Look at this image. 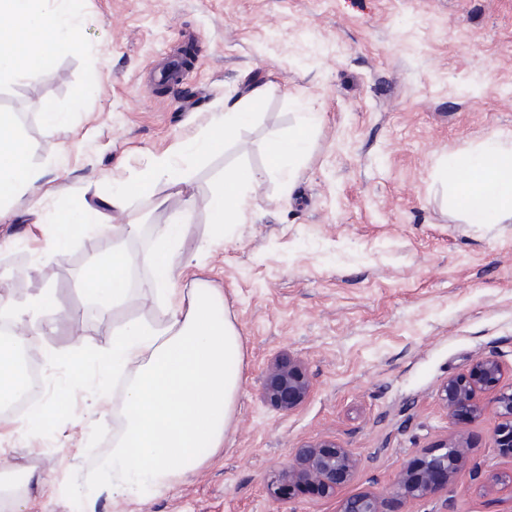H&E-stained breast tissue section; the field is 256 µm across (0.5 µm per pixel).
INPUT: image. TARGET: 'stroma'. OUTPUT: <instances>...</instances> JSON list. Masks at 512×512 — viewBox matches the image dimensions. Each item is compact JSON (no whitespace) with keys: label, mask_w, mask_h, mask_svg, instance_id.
<instances>
[{"label":"stroma","mask_w":512,"mask_h":512,"mask_svg":"<svg viewBox=\"0 0 512 512\" xmlns=\"http://www.w3.org/2000/svg\"><path fill=\"white\" fill-rule=\"evenodd\" d=\"M79 53L61 51L37 78L0 79L33 163L42 199L20 194L0 220V256L23 252L24 270L0 276L21 301L52 287L62 309L32 350L61 394L41 430L0 420V473L51 475L28 487L18 512H83L67 487L75 471L112 449L111 397L86 369L112 345V324L163 321L166 305L137 295L103 312L78 283L93 247L72 239L45 256L55 214L86 206L98 222L135 220L128 243L138 280L151 277L155 238L195 206L177 251L178 288L204 283L224 295L243 351L242 388L220 451L143 503L101 498L96 512H338L337 498L302 485L277 501L271 484L297 448L329 439L362 460L343 494L389 496L399 472L459 433L472 460L413 512H512V473L497 448L493 406L450 421L439 385L496 352L512 382V221L467 224L448 207L441 166L449 153L512 139V0H65ZM264 104L238 140L208 156L177 155L253 82ZM68 115L49 128L42 105ZM319 125L290 185L264 171L270 131L294 128L306 109ZM176 155L172 179L112 209V188ZM261 171L247 221L226 236L206 201L225 171ZM167 198L165 207L156 201ZM300 360L305 402L280 411L262 397L279 356Z\"/></svg>","instance_id":"stroma-1"}]
</instances>
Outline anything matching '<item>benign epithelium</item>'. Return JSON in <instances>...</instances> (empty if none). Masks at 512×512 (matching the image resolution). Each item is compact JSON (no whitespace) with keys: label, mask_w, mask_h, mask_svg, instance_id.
Returning <instances> with one entry per match:
<instances>
[{"label":"benign epithelium","mask_w":512,"mask_h":512,"mask_svg":"<svg viewBox=\"0 0 512 512\" xmlns=\"http://www.w3.org/2000/svg\"><path fill=\"white\" fill-rule=\"evenodd\" d=\"M504 366L490 351L475 358L467 373L445 380L437 389V399L451 421L472 419L484 410V397L491 396L499 417L496 443L512 452V383H503ZM311 384L303 364L292 358L276 359L265 371L263 396L281 410L298 408L309 396ZM471 449L465 439L451 436L425 453L412 468L402 471L396 495L406 503H416L440 492L454 474L470 462ZM360 460L333 441L317 440L297 449L292 464L277 476L273 490L281 498L296 483L318 488L326 495L350 480ZM338 512H389L387 498L360 492L342 498Z\"/></svg>","instance_id":"1"}]
</instances>
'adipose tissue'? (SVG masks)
Masks as SVG:
<instances>
[{"instance_id": "adipose-tissue-1", "label": "adipose tissue", "mask_w": 512, "mask_h": 512, "mask_svg": "<svg viewBox=\"0 0 512 512\" xmlns=\"http://www.w3.org/2000/svg\"><path fill=\"white\" fill-rule=\"evenodd\" d=\"M42 0H0V77L25 72L37 77L64 47L72 46V25L56 7ZM267 88L248 91L217 115L209 130L188 144L197 155L223 149L254 117ZM317 127L307 113L292 133H271L267 170L284 174L306 152ZM44 177L34 165L13 121L0 114V209L22 192L38 189ZM451 199L469 224L512 221V140L492 139L465 153L449 154L442 171ZM257 183L253 169L233 168L212 192L206 208L218 231L246 221L248 193ZM47 253L63 257L74 225H89L95 247L88 261L85 295L106 309L125 307L134 291L131 271L137 257L124 241L139 230L135 224H97L84 208L57 212ZM184 225H167L158 234L154 273L141 293L166 295L170 317L158 322L135 319L114 325L112 346L98 358V387L125 379L120 411L122 429L111 455L86 474H77L72 493L95 512L101 497L141 501L198 469L224 445L242 384L239 332L227 313L223 295L201 284L178 296L173 284L181 274L175 250ZM58 302L53 289L19 305H0V319L26 324L29 337L55 328Z\"/></svg>"}]
</instances>
